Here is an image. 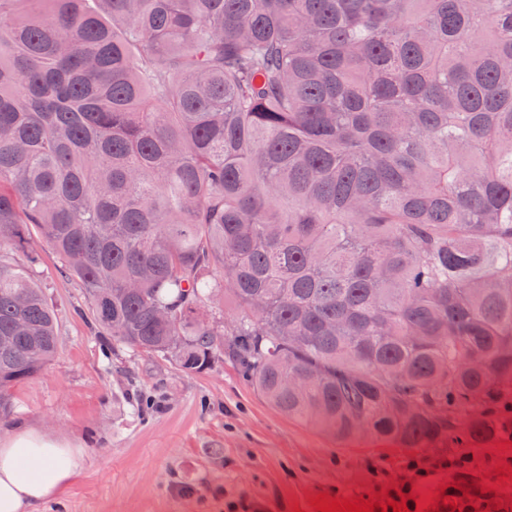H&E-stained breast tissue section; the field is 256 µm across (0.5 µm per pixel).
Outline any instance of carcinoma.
Returning a JSON list of instances; mask_svg holds the SVG:
<instances>
[{
  "label": "carcinoma",
  "mask_w": 512,
  "mask_h": 512,
  "mask_svg": "<svg viewBox=\"0 0 512 512\" xmlns=\"http://www.w3.org/2000/svg\"><path fill=\"white\" fill-rule=\"evenodd\" d=\"M32 226L133 351L339 439L508 433L512 0H0V418L57 349Z\"/></svg>",
  "instance_id": "obj_1"
}]
</instances>
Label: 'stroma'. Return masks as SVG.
<instances>
[{
	"label": "stroma",
	"instance_id": "35a3bbf8",
	"mask_svg": "<svg viewBox=\"0 0 512 512\" xmlns=\"http://www.w3.org/2000/svg\"><path fill=\"white\" fill-rule=\"evenodd\" d=\"M56 314L57 351L13 393L0 433L24 423L79 441L86 467L39 512H226L255 501L266 512H316L309 499L369 497L404 476L413 455L463 452L471 474L512 498V436L477 444L404 448L367 434L340 440L288 419L230 362L186 374L168 360L112 345L89 314L83 288L61 276L43 243L18 251Z\"/></svg>",
	"mask_w": 512,
	"mask_h": 512
}]
</instances>
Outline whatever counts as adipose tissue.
I'll list each match as a JSON object with an SVG mask.
<instances>
[{"label":"adipose tissue","mask_w":512,"mask_h":512,"mask_svg":"<svg viewBox=\"0 0 512 512\" xmlns=\"http://www.w3.org/2000/svg\"><path fill=\"white\" fill-rule=\"evenodd\" d=\"M85 465L78 443L51 438L33 427H15L0 439V512H37L65 492Z\"/></svg>","instance_id":"adipose-tissue-1"}]
</instances>
